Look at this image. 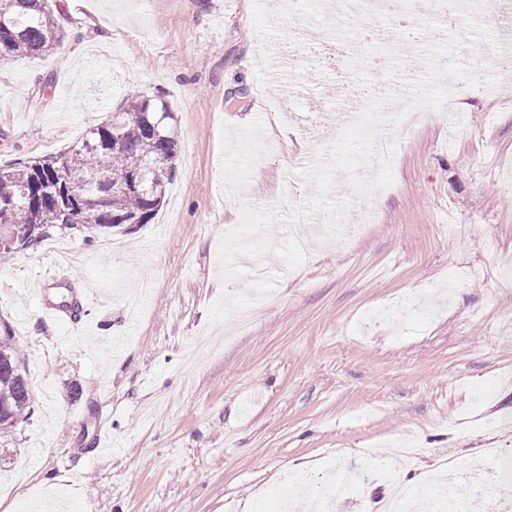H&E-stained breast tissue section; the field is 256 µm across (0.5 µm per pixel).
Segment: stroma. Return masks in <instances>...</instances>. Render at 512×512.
Masks as SVG:
<instances>
[{
    "instance_id": "obj_1",
    "label": "stroma",
    "mask_w": 512,
    "mask_h": 512,
    "mask_svg": "<svg viewBox=\"0 0 512 512\" xmlns=\"http://www.w3.org/2000/svg\"><path fill=\"white\" fill-rule=\"evenodd\" d=\"M65 38L47 58L0 57V168L67 151L126 96L169 103L179 152L153 223L132 233L54 229L0 262V325L24 358L34 411L0 447V512H378L386 489L369 456L421 487L443 460L512 455V98L491 95L501 58L459 52L478 80L452 83L444 110H417L395 140L394 181L360 197L336 172L345 244L279 251L265 281L225 260L283 238L288 209L314 190L305 158L339 138L370 97L383 117L428 76L442 40L385 25L375 38L324 11L343 49L317 94L256 84L275 46L306 22L271 0H51ZM77 262L46 280L50 248ZM87 287L82 325L45 303ZM108 449L96 452L94 433Z\"/></svg>"
}]
</instances>
